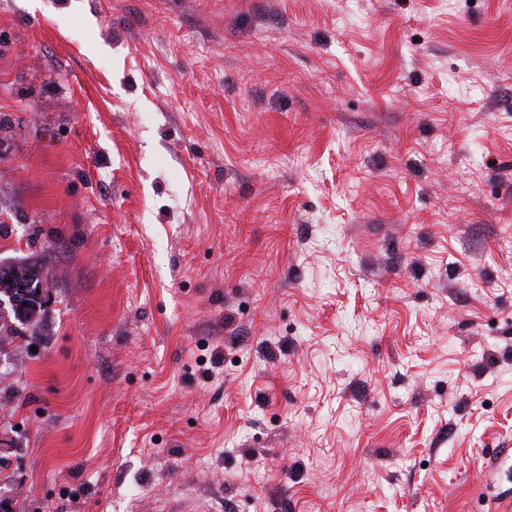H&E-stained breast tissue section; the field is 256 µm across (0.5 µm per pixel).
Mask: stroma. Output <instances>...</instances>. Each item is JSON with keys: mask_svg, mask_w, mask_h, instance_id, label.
<instances>
[{"mask_svg": "<svg viewBox=\"0 0 512 512\" xmlns=\"http://www.w3.org/2000/svg\"><path fill=\"white\" fill-rule=\"evenodd\" d=\"M10 512H493L512 0H0Z\"/></svg>", "mask_w": 512, "mask_h": 512, "instance_id": "stroma-1", "label": "stroma"}]
</instances>
